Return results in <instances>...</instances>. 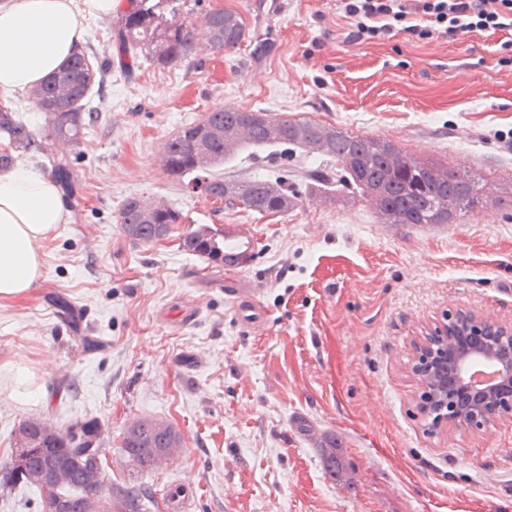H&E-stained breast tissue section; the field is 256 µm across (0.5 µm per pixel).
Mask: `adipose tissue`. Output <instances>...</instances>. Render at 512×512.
<instances>
[{"mask_svg": "<svg viewBox=\"0 0 512 512\" xmlns=\"http://www.w3.org/2000/svg\"><path fill=\"white\" fill-rule=\"evenodd\" d=\"M119 0H7L0 4V90L38 84L71 56L91 18H107ZM67 209L53 180L17 168L0 174V299L38 287L40 242L65 223Z\"/></svg>", "mask_w": 512, "mask_h": 512, "instance_id": "adipose-tissue-1", "label": "adipose tissue"}]
</instances>
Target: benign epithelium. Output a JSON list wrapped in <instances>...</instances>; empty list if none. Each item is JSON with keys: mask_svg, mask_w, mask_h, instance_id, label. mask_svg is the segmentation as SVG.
Here are the masks:
<instances>
[{"mask_svg": "<svg viewBox=\"0 0 512 512\" xmlns=\"http://www.w3.org/2000/svg\"><path fill=\"white\" fill-rule=\"evenodd\" d=\"M418 417L437 434L476 433L512 412V321L459 309L409 345ZM100 494L59 499L48 512H88Z\"/></svg>", "mask_w": 512, "mask_h": 512, "instance_id": "benign-epithelium-1", "label": "benign epithelium"}]
</instances>
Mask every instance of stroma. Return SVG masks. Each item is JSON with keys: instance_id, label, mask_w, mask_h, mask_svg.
<instances>
[{"instance_id": "1", "label": "stroma", "mask_w": 512, "mask_h": 512, "mask_svg": "<svg viewBox=\"0 0 512 512\" xmlns=\"http://www.w3.org/2000/svg\"><path fill=\"white\" fill-rule=\"evenodd\" d=\"M186 6L235 11L246 39L219 57L116 69L102 86L110 110L73 156L82 203L42 242L38 288L0 300V475L19 421L82 419L103 428L107 488H140L149 512L178 479L196 487L190 512H512V419L428 435L407 370L411 340L443 311L512 318V209L384 224L360 198L311 195L301 156L288 167L297 206L268 217L219 208L159 163L171 135L228 103L423 146L510 192L512 68L497 63L512 55L507 33L356 44L336 0ZM130 196L172 203L184 224L252 225L254 261L233 274L265 288V325L241 328L230 273L181 251L184 224L132 244L118 223ZM183 300L201 305L186 326L165 316ZM22 373L36 394L20 395ZM141 417L176 427L183 455L149 472L129 465L119 444ZM331 440L334 477L321 459Z\"/></svg>"}]
</instances>
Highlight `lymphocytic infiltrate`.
Returning <instances> with one entry per match:
<instances>
[{
    "instance_id": "f902f5d3",
    "label": "lymphocytic infiltrate",
    "mask_w": 512,
    "mask_h": 512,
    "mask_svg": "<svg viewBox=\"0 0 512 512\" xmlns=\"http://www.w3.org/2000/svg\"><path fill=\"white\" fill-rule=\"evenodd\" d=\"M347 42H382L403 33L434 42L475 31L511 32L512 0H337Z\"/></svg>"
}]
</instances>
